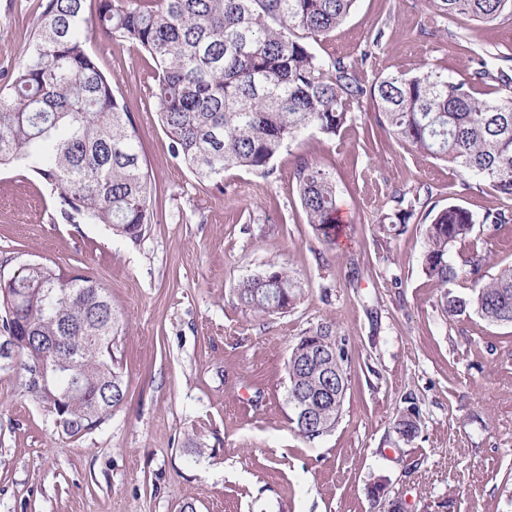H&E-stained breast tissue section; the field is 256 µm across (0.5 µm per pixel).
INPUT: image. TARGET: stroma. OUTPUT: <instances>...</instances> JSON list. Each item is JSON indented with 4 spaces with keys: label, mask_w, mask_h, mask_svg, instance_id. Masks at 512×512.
I'll return each mask as SVG.
<instances>
[{
    "label": "stroma",
    "mask_w": 512,
    "mask_h": 512,
    "mask_svg": "<svg viewBox=\"0 0 512 512\" xmlns=\"http://www.w3.org/2000/svg\"><path fill=\"white\" fill-rule=\"evenodd\" d=\"M44 0H0V85L26 57ZM421 0H358L315 50L355 63L362 83L433 64L463 74L471 56L512 52V17L440 19ZM381 40L373 64L360 52ZM134 118L154 220L138 241L105 224H70L29 165L0 168V272L29 261L76 268L108 288L125 330L114 354L127 396L82 437L59 435L14 372L0 373V512H512V325L445 318L422 272L424 212L382 242L374 230L396 190L429 188L428 207H500L490 185L463 194L447 163L367 128L305 132L267 173L202 181L176 158L149 95L141 50L101 33L87 44ZM329 171L347 222L336 249L307 224L299 160ZM487 275L512 265V224L478 225ZM276 262L304 285L284 314L242 307L238 284ZM346 344L349 388L336 428L293 429L285 362L323 323ZM416 413L405 440L394 426ZM205 450L190 460V444ZM384 478V498L368 493Z\"/></svg>",
    "instance_id": "35a3bbf8"
}]
</instances>
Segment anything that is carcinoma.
Returning <instances> with one entry per match:
<instances>
[{
  "mask_svg": "<svg viewBox=\"0 0 512 512\" xmlns=\"http://www.w3.org/2000/svg\"><path fill=\"white\" fill-rule=\"evenodd\" d=\"M46 0L33 22L28 55L0 87V167L23 159L60 191L61 217L107 224L139 239L152 223L150 176L135 121L112 78L87 49L101 30L149 54L156 79L150 96L171 149L199 179L218 181L234 168L266 171L281 148L308 130L339 135L368 105L394 140L457 169L465 191L490 183L502 206L476 215L458 204L426 213L422 271L441 288L444 316L469 311L512 324V265L489 281L487 253L471 242L474 226L512 224V54L492 68L471 57L465 78L427 64L414 75L389 74L365 85L340 56L320 58L312 43L354 11L357 0ZM430 17L465 15L483 24L512 16V0H423ZM307 224L332 248L341 232L331 173L306 162L296 170ZM421 188L397 196L376 231L389 242L403 232ZM302 295L297 278L273 263L244 278L241 306L283 314ZM124 323L106 288L76 269L28 262L0 276V337L14 336L15 355L0 371L22 375L40 405L45 390L29 384L40 352L54 348L58 368L45 380L61 411L60 432L79 437L101 426L125 399L111 348ZM348 355L333 327L306 332L289 348L291 409L312 399L311 419L293 421L308 440L333 431L347 391Z\"/></svg>",
  "mask_w": 512,
  "mask_h": 512,
  "instance_id": "1",
  "label": "carcinoma"
}]
</instances>
